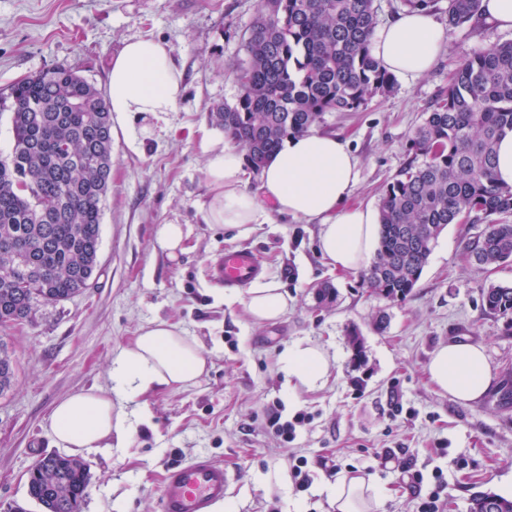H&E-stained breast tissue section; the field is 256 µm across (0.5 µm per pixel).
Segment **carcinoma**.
Segmentation results:
<instances>
[{"label":"carcinoma","mask_w":512,"mask_h":512,"mask_svg":"<svg viewBox=\"0 0 512 512\" xmlns=\"http://www.w3.org/2000/svg\"><path fill=\"white\" fill-rule=\"evenodd\" d=\"M482 0H448V29L479 26ZM374 0H259L236 69V101L211 108L224 140L246 151L260 173L290 134L328 113L357 112L392 93L394 73L373 56ZM13 148L0 159V326L32 317L39 303L67 301L87 286L98 260L101 202L112 176V122L103 92L56 66L12 85ZM512 128V41L465 54L409 138L406 166L379 203V248L360 274L372 294L403 301L450 224H479L462 261L492 270L512 261V187L494 181L495 145ZM483 311L512 330V286L491 284ZM11 352L0 343V394L14 384ZM91 476L76 458L36 463L28 497L45 512H80ZM471 512H512V500L485 496Z\"/></svg>","instance_id":"obj_1"}]
</instances>
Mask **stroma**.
<instances>
[{
    "label": "stroma",
    "mask_w": 512,
    "mask_h": 512,
    "mask_svg": "<svg viewBox=\"0 0 512 512\" xmlns=\"http://www.w3.org/2000/svg\"><path fill=\"white\" fill-rule=\"evenodd\" d=\"M257 0H0V92L56 65L75 68L106 89L113 55L124 40L165 41L185 84L176 111L139 123L112 117L109 190L101 202L98 265L70 300L37 305L32 321L0 327L16 361L14 387L0 395V512L29 502L27 477L43 456L56 453L48 425L55 404L93 386L109 385L113 356L155 319L196 337L208 360L193 385L146 395L147 423H133L122 448L81 453L92 480L81 512H159L162 474L174 462L205 452L222 460L233 512H335L320 485L325 467L357 466L386 490L378 512H416L417 500L381 452L399 449L424 474L441 467L448 481L445 512H470L474 498L512 499V402L500 391L512 375V334L484 314L482 291L511 285L512 263L485 272L461 258L464 225L438 237L413 292L390 302L362 287L360 275L332 269L317 250L318 227L269 213L252 232L215 227L203 219L207 200L202 139L218 135L208 112L233 103L234 74L244 59L243 37ZM512 40L489 24L456 29L424 76L398 79L395 91L357 112L326 114L323 130L348 140L360 160L356 203H377L383 187L404 167L408 139L448 74L471 49ZM159 224L190 229L186 252L170 262L154 249ZM248 247L269 264L263 280L288 296V313L255 325L243 300L211 274L226 249ZM331 284L337 299L319 305L316 290ZM357 328L365 358L354 364L347 332ZM329 357L323 385L289 389L280 354L299 340ZM453 341L482 345L494 379L479 399L461 403L429 381L432 353ZM282 416L309 414L291 443L269 432L265 409ZM303 456L313 476L295 492L291 464Z\"/></svg>",
    "instance_id": "obj_1"
}]
</instances>
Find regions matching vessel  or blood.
<instances>
[{
  "instance_id": "vessel-or-blood-1",
  "label": "vessel or blood",
  "mask_w": 512,
  "mask_h": 512,
  "mask_svg": "<svg viewBox=\"0 0 512 512\" xmlns=\"http://www.w3.org/2000/svg\"><path fill=\"white\" fill-rule=\"evenodd\" d=\"M265 272V263L256 251L228 249L215 277L224 289L232 290L248 286ZM229 477L223 461L208 455L168 468L159 487L160 512H218L229 500Z\"/></svg>"
}]
</instances>
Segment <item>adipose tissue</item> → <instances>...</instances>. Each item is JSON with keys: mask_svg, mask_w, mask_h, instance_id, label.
<instances>
[{"mask_svg": "<svg viewBox=\"0 0 512 512\" xmlns=\"http://www.w3.org/2000/svg\"><path fill=\"white\" fill-rule=\"evenodd\" d=\"M446 43L443 29L428 12L407 11L376 30L372 53L391 72L418 78L431 69ZM182 94V75L164 41L139 37L123 42L108 76L110 112L146 121L176 111ZM203 150L210 192L207 224L247 234L268 204L278 215L318 225V250L332 267L355 272L370 266L378 246L380 212L347 203L359 180V161L347 141L316 130L288 136L262 168L252 191L245 186L239 147L211 137ZM245 306L261 325L283 318L288 298L276 284L267 283L248 290ZM280 365L289 388L313 390L323 382L328 357L318 345L301 340L281 354ZM206 369L207 358L196 337L165 320L150 323L113 357L108 388H92L55 405L49 427L56 446L75 451L111 447L113 440L126 435V418L114 413V401L132 402L157 389H182ZM427 370L441 392L462 403L482 397L493 380L483 347L467 342L441 345ZM320 491L336 512H370L384 495L376 482L345 475L324 482Z\"/></svg>", "mask_w": 512, "mask_h": 512, "instance_id": "1", "label": "adipose tissue"}]
</instances>
